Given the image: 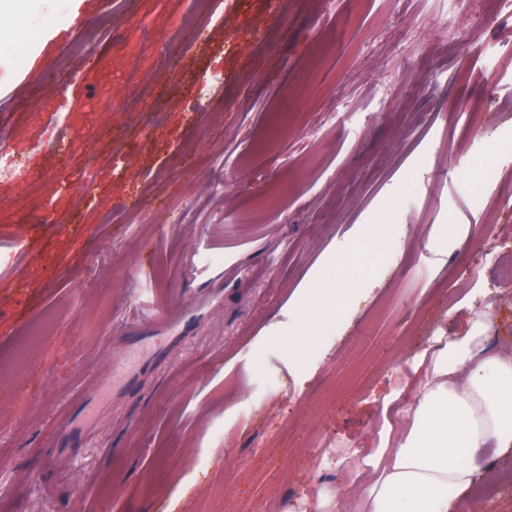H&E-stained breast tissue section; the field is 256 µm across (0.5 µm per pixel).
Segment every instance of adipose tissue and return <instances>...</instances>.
I'll return each instance as SVG.
<instances>
[{"instance_id":"ef3b65f1","label":"adipose tissue","mask_w":512,"mask_h":512,"mask_svg":"<svg viewBox=\"0 0 512 512\" xmlns=\"http://www.w3.org/2000/svg\"><path fill=\"white\" fill-rule=\"evenodd\" d=\"M491 329L477 311L462 333L431 338L412 367V402L384 412L379 447L323 457L353 495L319 488L316 512H451L449 488L486 469L485 448L512 449V355L488 350Z\"/></svg>"}]
</instances>
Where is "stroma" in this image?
<instances>
[{
    "instance_id": "35a3bbf8",
    "label": "stroma",
    "mask_w": 512,
    "mask_h": 512,
    "mask_svg": "<svg viewBox=\"0 0 512 512\" xmlns=\"http://www.w3.org/2000/svg\"><path fill=\"white\" fill-rule=\"evenodd\" d=\"M21 18L0 57V146L28 171L0 175V512H288L341 485L324 451L378 447L387 397L410 399L413 362L470 308L512 353L493 276L512 0H336L332 19L319 0H26ZM323 279L344 302L310 337ZM488 460L452 512H512V453Z\"/></svg>"
}]
</instances>
